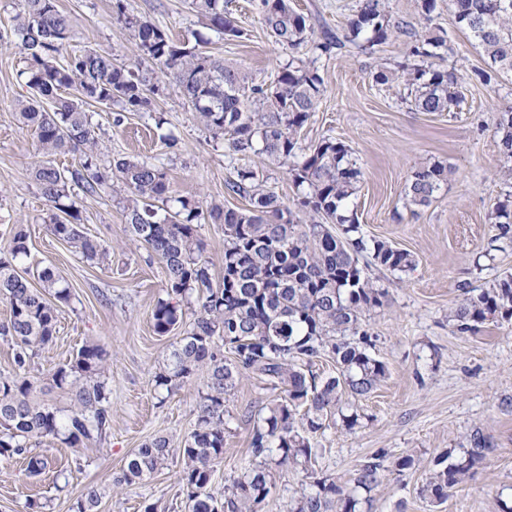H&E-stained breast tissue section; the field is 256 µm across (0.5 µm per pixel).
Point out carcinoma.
<instances>
[{
  "mask_svg": "<svg viewBox=\"0 0 512 512\" xmlns=\"http://www.w3.org/2000/svg\"><path fill=\"white\" fill-rule=\"evenodd\" d=\"M253 3L262 25L289 54L269 81L224 62L198 32L191 41L174 40L127 12L122 0H116L113 20L135 39L137 56L129 64L97 50L64 55L74 33L57 0H21L10 31L0 32V43L19 48L29 63L31 96L20 105V118L37 137L41 160L32 176L51 207V234L85 260L105 263L109 251L82 231V211L71 186L94 196L119 182L127 191L124 210L131 237L148 245L165 268L167 298L153 309L154 331L163 336L183 322V300L196 295L191 328L170 363L154 376L155 384L170 393L198 371L206 372L195 428L178 448V482L187 512H258L271 494L272 462L299 468L312 479L315 491L299 497L291 512H358L354 492L369 494L379 485L384 455L363 460L342 486L309 469L310 435L336 415L343 430H355L360 415L353 402L367 397L387 375L385 363L371 353L372 337L363 326L365 314L383 305L386 290L364 277L360 257L369 252L380 265L401 272L413 269L416 260L409 251L368 240L360 232L350 205L362 171L350 149L330 137L301 145L300 133L321 97L323 79L314 63L347 46L371 54L393 35H404L410 43L407 57L393 69L375 70L372 78L380 85L403 83V101L417 112L451 111L459 103L460 77L454 68L437 64L447 50L446 33L421 34L411 23L394 20L388 0H360L340 35L316 34L291 0ZM454 3L457 23L477 42L488 65L474 75L487 85L493 75L512 72V0ZM188 5L224 39L244 36L224 0H188ZM162 78L191 105L198 124L224 140L230 151L287 166L300 192L295 207L249 168L236 170L226 182L228 193L244 199L246 207L205 209L194 198L173 195L165 169L152 161L118 157L102 163L98 127L88 107L119 106L113 118L118 126L126 112L150 111ZM46 101L53 102L52 110L44 108ZM496 130L503 153L512 157V109L501 113ZM68 152L79 153L71 169L51 160ZM445 180L442 165L420 167L405 196L410 204L426 207ZM208 219L224 224V277L216 285L200 238ZM489 220L497 238L511 239L512 199L496 202ZM8 235L7 246L0 248V299L9 304L10 316L0 324V335L13 343L14 354L12 373L0 374V461L23 459L28 474L39 476L49 460L30 454V442L52 437L76 447L104 438L112 421V392L103 378L106 353L92 343L51 375L53 387L70 394L69 408L34 398L37 381L30 366L36 350L53 342L55 308L18 273L30 256L27 234L15 225ZM37 277L56 302L71 301L70 286L52 267H41ZM495 319L512 320V274L477 292L463 289L448 312V321L461 334ZM323 355L336 363L338 375L319 379L306 371ZM250 374L280 387L282 395L262 423L253 426V464L218 494L212 491V464L224 454L225 395ZM492 451L475 431L471 447L457 458L450 450L435 457L422 493L445 502ZM172 452L163 436L143 443L113 478L112 489L123 490L163 470Z\"/></svg>",
  "mask_w": 512,
  "mask_h": 512,
  "instance_id": "carcinoma-1",
  "label": "carcinoma"
}]
</instances>
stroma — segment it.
<instances>
[{
    "label": "stroma",
    "mask_w": 512,
    "mask_h": 512,
    "mask_svg": "<svg viewBox=\"0 0 512 512\" xmlns=\"http://www.w3.org/2000/svg\"><path fill=\"white\" fill-rule=\"evenodd\" d=\"M293 2L319 33L342 32L357 6V0ZM57 4L73 26L69 52L93 48L121 61L133 58L134 40L113 22L112 0ZM124 5L177 41L206 27L185 0H124ZM228 8L244 36L215 39L212 52L258 79H270L286 63L287 51L268 35L251 0H230ZM431 25L447 32L445 63L464 77L461 101L451 111L411 110L401 101V85L373 82L372 71L403 60L404 36L391 37L371 55L349 47L317 63L323 91L301 141L309 145L331 137L350 147L363 173L354 199L362 234L409 251L416 266L394 272L364 257L365 276L388 291L385 305L365 318L373 354L387 364L388 373L358 401L359 427L349 433L333 424L313 436V467L343 484L365 457L382 452L385 471L372 493V512H502L503 505L512 504V322H489L476 333L462 334L449 323L448 309L461 299L462 287L486 288L512 273V242L496 239L488 221L494 204L512 193V181L502 176L508 160L495 132L499 115L512 106V76L496 77L487 86L472 80L485 58L458 26L453 0H438ZM27 66L19 49L0 46V229L21 225L28 236V265H53L72 291L71 302L57 309L55 339L38 351L31 374L49 383L83 344L102 345L109 355L112 425L104 440L76 448L49 437L33 442V453L46 452L52 459L50 470L38 477L28 476L23 460L0 462V512H30L32 500L43 503V512H74L91 487L101 494L99 512H145L149 506L155 512H184L179 457L122 492H113L112 479L148 439L163 435L177 447L194 428L204 376L195 375L170 395L154 382L193 315L185 313L183 324L167 335L154 332L151 312L166 294L165 271L147 246L126 233L122 184L107 185L95 197L76 196L83 230L108 248L107 263L86 262L50 233L49 205L31 177L37 139L18 120V105L30 95L19 77ZM91 112L100 128L102 161L127 156L161 164L174 194L206 206L245 207L244 199L227 194L225 183L235 169L249 167L283 199L296 197L283 167L230 153L199 126L171 87L155 95L152 111L126 113L118 126L109 107L98 104ZM160 120L178 133L176 148L159 140L155 125ZM434 162L447 167L448 180L429 206L413 207L405 186L417 168ZM278 395L255 375L229 392L215 488L248 467L252 428ZM476 430L489 438L492 453L445 503H432L421 487L435 456L466 447ZM406 454L414 457V468L395 471V460ZM273 481L259 512H289L292 501L312 490L309 479L291 467L275 469Z\"/></svg>",
    "instance_id": "stroma-1"
}]
</instances>
